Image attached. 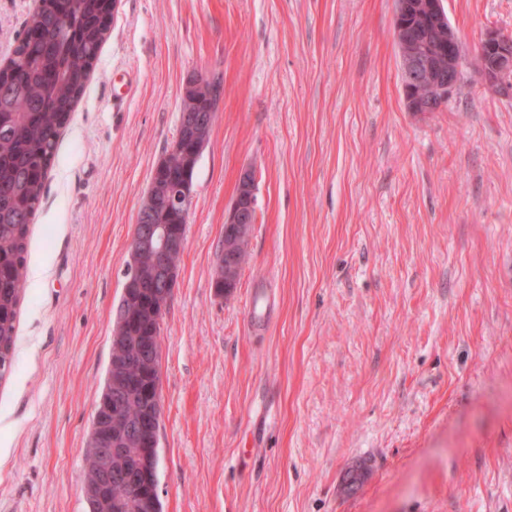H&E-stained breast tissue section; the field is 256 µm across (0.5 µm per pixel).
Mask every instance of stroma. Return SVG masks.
I'll use <instances>...</instances> for the list:
<instances>
[{
  "mask_svg": "<svg viewBox=\"0 0 512 512\" xmlns=\"http://www.w3.org/2000/svg\"><path fill=\"white\" fill-rule=\"evenodd\" d=\"M39 5L0 0V65ZM444 8L463 82L410 112L395 0H120L31 226L0 512H88L130 243L193 74L222 91L162 322V512H512V85L474 66L512 0ZM247 169L250 258L219 297Z\"/></svg>",
  "mask_w": 512,
  "mask_h": 512,
  "instance_id": "1",
  "label": "stroma"
}]
</instances>
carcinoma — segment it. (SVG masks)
Segmentation results:
<instances>
[{
  "label": "carcinoma",
  "instance_id": "obj_1",
  "mask_svg": "<svg viewBox=\"0 0 512 512\" xmlns=\"http://www.w3.org/2000/svg\"><path fill=\"white\" fill-rule=\"evenodd\" d=\"M37 25L28 28L14 49V59L26 58L28 68L0 69V379L11 373L20 302L25 291V269L30 224L39 208L46 173L57 153L60 130L70 120L81 98L95 61L112 24L103 17L99 0H74L64 11L60 0H42ZM210 81L187 82L180 112L208 114L205 106ZM196 165L182 166L171 154L155 167L154 185L177 184L193 187ZM149 224H168L178 237L187 238V223L170 195L158 197ZM142 286L130 289L137 309L124 323V335L139 337L144 345L154 340L155 316L160 307L150 283L154 257L140 255ZM146 404L137 397H121L117 417H92V425L107 432L133 424ZM131 489L114 481L100 498L88 501L89 512H112V501L129 498Z\"/></svg>",
  "mask_w": 512,
  "mask_h": 512
}]
</instances>
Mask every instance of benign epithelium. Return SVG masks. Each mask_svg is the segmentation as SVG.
Segmentation results:
<instances>
[{"instance_id":"obj_1","label":"benign epithelium","mask_w":512,"mask_h":512,"mask_svg":"<svg viewBox=\"0 0 512 512\" xmlns=\"http://www.w3.org/2000/svg\"><path fill=\"white\" fill-rule=\"evenodd\" d=\"M413 14L419 22L418 31L400 23L404 15ZM393 37L399 51L400 78L405 105L410 112H435L434 102L449 98L455 92L462 73L463 49L460 37L448 20L442 0H397ZM479 74L489 88L501 86L512 77V37L495 29H487L478 47ZM233 224L242 238L249 236L255 219L251 208L233 201L224 217ZM180 246L169 233L168 226L156 224L132 238L130 264L144 251L153 253L159 285L176 288L178 275L167 257ZM144 395L151 408L138 423L137 476L131 484L146 483L150 495H142L112 504L113 512H156L158 508V448L161 414V386L156 381L147 386ZM103 437L93 439L96 448L98 479L85 488L86 496L98 497L112 476V460L131 452L130 441L123 433L112 436V447H102Z\"/></svg>"}]
</instances>
